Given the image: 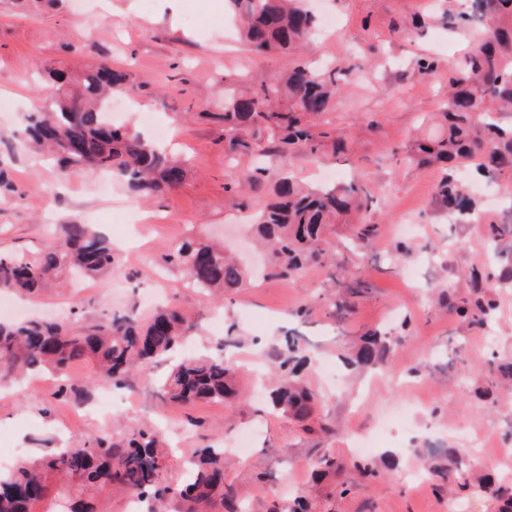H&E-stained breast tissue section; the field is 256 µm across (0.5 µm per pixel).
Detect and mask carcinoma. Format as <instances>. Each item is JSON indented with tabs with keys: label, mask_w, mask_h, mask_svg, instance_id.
<instances>
[{
	"label": "carcinoma",
	"mask_w": 512,
	"mask_h": 512,
	"mask_svg": "<svg viewBox=\"0 0 512 512\" xmlns=\"http://www.w3.org/2000/svg\"><path fill=\"white\" fill-rule=\"evenodd\" d=\"M240 19V36L249 51L260 56H291V66L259 83L224 75V105L208 116L224 126V152L240 163L273 157L276 165L251 166L243 181L253 186L271 183L270 196L252 217L250 228L268 255V273L283 280L301 277L309 268L328 271L336 281L339 255L329 235L337 224H352V215L368 210L374 196L354 182L333 187L300 184L286 172L297 154L321 159L345 150L344 139L329 127L325 116L343 89L345 73L335 67H316L299 58L313 29L315 16L304 0H231ZM491 13L481 42L471 50L463 69L449 80L448 98L436 113L439 133L418 138L406 152L418 168L445 169L438 195L448 211L474 216L475 203L464 184L453 175L474 167L491 176L512 171V125L487 116V104L512 110V0H477ZM56 86L50 102L24 117L19 140L56 156L61 173L93 167L124 183L141 197L162 198L178 188L188 174L186 160L169 154L136 124L114 125L106 106L114 96L132 97L140 86L132 75L108 66H89L72 77L49 71ZM488 243L500 248L512 237V225H488ZM163 265L182 272L188 284L221 298L240 288L247 271L224 249L189 235L165 253ZM119 264L112 246L88 224H63L59 236L37 252L0 250V288L38 295L62 272L101 281ZM512 288V263L484 273L466 292L439 297L466 330L490 329L497 310V292ZM191 325L176 307H162L147 317L134 311L114 314L91 325L78 320L31 319L19 324L0 322V382L19 379L31 371H46L59 380L62 399L79 391L71 382V368L90 361L98 376L118 387L132 375H151L157 364L178 352ZM400 336L373 329L360 336L345 363L360 371L386 369ZM272 360L282 376L270 396L274 411L308 428L319 403L303 378L308 362L299 339L288 336L273 348ZM491 385L512 389V353L492 358ZM158 390L170 402L182 405L216 402L238 395L236 370L221 355L184 357L173 363ZM171 449L155 428L133 427L120 440L105 438L78 447L46 448L22 457L12 469L0 472V512H93L99 493L117 489L147 505L148 512H229L224 499V449L206 446L182 464L177 482L162 471ZM423 462L430 476L448 485L468 489L496 503L498 512H512V493L490 471H480L472 454L450 446L427 451ZM397 458L384 453L355 472L375 480L395 471ZM346 462L323 453L314 480L336 476V494L355 486Z\"/></svg>",
	"instance_id": "cac0c4a2"
}]
</instances>
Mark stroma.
I'll return each instance as SVG.
<instances>
[{"mask_svg":"<svg viewBox=\"0 0 512 512\" xmlns=\"http://www.w3.org/2000/svg\"><path fill=\"white\" fill-rule=\"evenodd\" d=\"M316 16L336 15L335 30L318 29L307 57L316 62L352 66L353 71L330 118L350 137L347 149L324 161L298 155L292 175L318 181L320 169L337 172L371 188L376 201L359 215L377 227L365 246L350 239L340 224L333 239L344 257L336 288L353 300L352 313L336 317L316 303L326 271L314 267L300 279L275 277L247 281L222 304L185 287L178 272H164V298L176 303L196 324L190 341L195 354L212 353L228 331L244 336L232 350L241 358L237 387L241 401L178 405L146 391L141 405L128 406L122 389L112 391L114 409L104 419L69 424L71 409L97 403L105 388L90 363L73 366L70 375L82 384L76 397L57 399V380L28 377L0 386V469L13 464L16 451L32 455L52 445H79L96 438L119 439L134 426H161L188 456L209 442L224 445V495L241 512H270L297 493L311 491L315 512H448L447 492L437 490L429 475L415 472V450L457 445L481 435L476 465L512 475V396L488 390L487 357L491 346L512 350V288L499 295L492 330L475 331L466 350L449 356L454 317L425 299L432 288L456 287L461 269H484L498 262L488 250L484 227L511 224L512 206L492 213L485 187L512 184V176L495 178L469 170L477 185L473 197L479 222L449 223L437 200L441 178L434 168L416 169L398 156L408 140L419 136V119L435 112L448 90V73L419 74L415 62L433 57L443 66L460 64L479 33L468 21L464 0H309ZM424 16L423 28L407 35L396 31L402 19ZM105 63L131 71L144 89L138 109L157 113L177 148L189 159L190 172L172 194L138 200L127 186L89 169L61 175L51 160L36 159L15 132L34 104L44 103L50 84H37L42 67L80 68ZM282 56H257L240 42L227 0H0V166L16 186L0 197V249L25 252L45 242L58 224H91L112 240L121 257L106 283L87 284L63 278L31 300L0 290L14 309L9 318L32 315L94 323L113 313L144 311L142 294L148 272L164 253L189 232L221 239L237 250L247 266L261 259L249 249L239 220L244 210L259 209L267 185L253 186L247 208H240L233 186L239 170L224 158V129L209 119L224 94V74L254 81L288 68ZM421 226L413 254L393 259L399 241L392 225ZM421 275L419 288L408 287L406 272ZM305 317H297L302 303ZM397 330L401 342L394 366L385 376L345 372L341 388L322 381L323 362H338L341 353L366 331ZM297 336L310 351L307 379L323 397L319 428L306 432L287 417L271 412L266 394L276 377L269 350L274 342ZM419 367V383L408 386L400 373ZM379 432L380 447L399 459L397 472L355 488L335 499V484H309L310 467L324 451L353 458L351 435ZM251 435L247 448L236 441Z\"/></svg>","mask_w":512,"mask_h":512,"instance_id":"1","label":"stroma"}]
</instances>
